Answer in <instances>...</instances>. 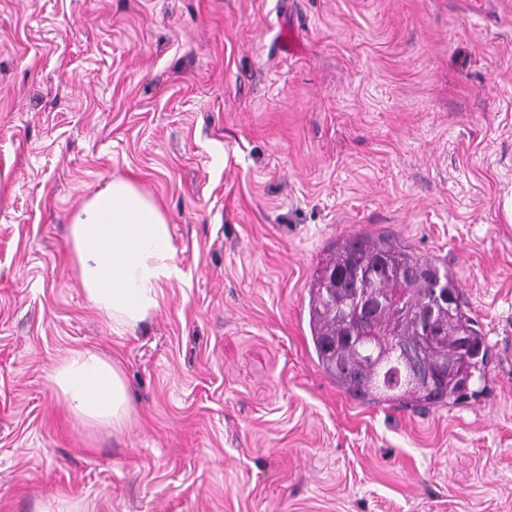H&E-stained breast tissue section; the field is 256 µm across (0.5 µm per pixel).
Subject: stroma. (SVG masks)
<instances>
[{"label":"stroma","instance_id":"stroma-1","mask_svg":"<svg viewBox=\"0 0 512 512\" xmlns=\"http://www.w3.org/2000/svg\"><path fill=\"white\" fill-rule=\"evenodd\" d=\"M127 176L184 279L116 336L68 219ZM511 187L512 0H0V512H512ZM354 234L454 272L492 353L461 403L319 367L310 281ZM82 348L119 360L125 434L62 411Z\"/></svg>","mask_w":512,"mask_h":512}]
</instances>
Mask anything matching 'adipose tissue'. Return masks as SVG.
<instances>
[{"label":"adipose tissue","instance_id":"ef3b65f1","mask_svg":"<svg viewBox=\"0 0 512 512\" xmlns=\"http://www.w3.org/2000/svg\"><path fill=\"white\" fill-rule=\"evenodd\" d=\"M72 263L87 302L124 336L161 308L180 281L172 226L155 199L125 177L113 178L70 217ZM64 409L94 429L127 431L133 396L117 361L94 349L74 351L49 375Z\"/></svg>","mask_w":512,"mask_h":512}]
</instances>
